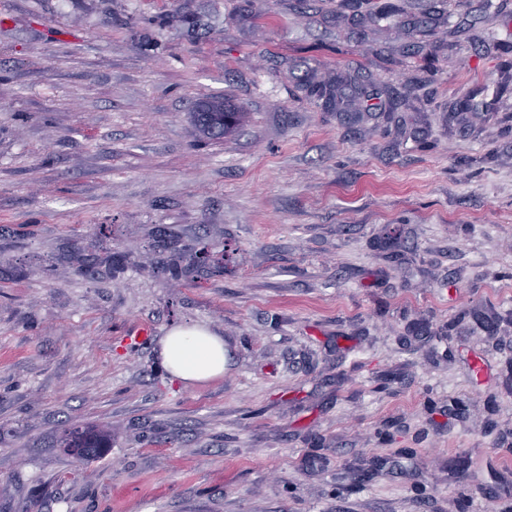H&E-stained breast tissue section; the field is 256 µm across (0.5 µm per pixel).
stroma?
<instances>
[{"instance_id": "35a3bbf8", "label": "stroma", "mask_w": 512, "mask_h": 512, "mask_svg": "<svg viewBox=\"0 0 512 512\" xmlns=\"http://www.w3.org/2000/svg\"><path fill=\"white\" fill-rule=\"evenodd\" d=\"M0 512H512V5L0 0ZM225 102L222 95H213L202 101L196 112H191L195 127L204 136L220 138L233 132L243 121L246 112ZM161 357L176 379L195 384L224 374V340L199 326L175 327L162 341ZM111 435L102 429H65L59 447L67 448L79 460L94 458L100 448H108Z\"/></svg>"}]
</instances>
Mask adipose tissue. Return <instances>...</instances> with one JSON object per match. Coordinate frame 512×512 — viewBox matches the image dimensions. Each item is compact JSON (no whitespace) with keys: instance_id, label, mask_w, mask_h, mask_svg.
<instances>
[{"instance_id":"1","label":"adipose tissue","mask_w":512,"mask_h":512,"mask_svg":"<svg viewBox=\"0 0 512 512\" xmlns=\"http://www.w3.org/2000/svg\"><path fill=\"white\" fill-rule=\"evenodd\" d=\"M161 357L172 376L189 384L222 375L227 362L223 338L199 326L171 329L162 342Z\"/></svg>"}]
</instances>
